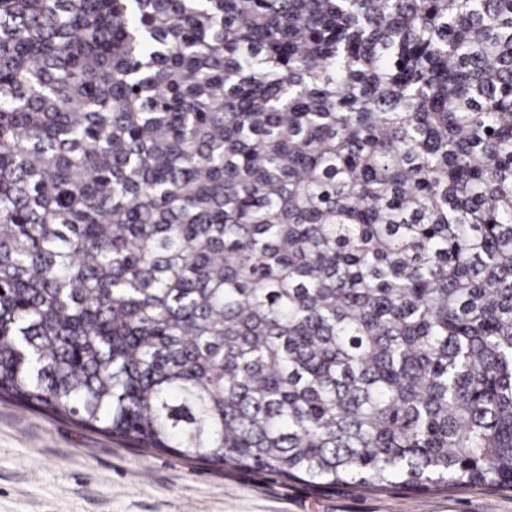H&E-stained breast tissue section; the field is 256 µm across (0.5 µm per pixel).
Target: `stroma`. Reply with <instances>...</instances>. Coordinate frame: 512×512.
<instances>
[{
	"mask_svg": "<svg viewBox=\"0 0 512 512\" xmlns=\"http://www.w3.org/2000/svg\"><path fill=\"white\" fill-rule=\"evenodd\" d=\"M0 512H512V489L320 486L145 454L0 401Z\"/></svg>",
	"mask_w": 512,
	"mask_h": 512,
	"instance_id": "obj_1",
	"label": "stroma"
}]
</instances>
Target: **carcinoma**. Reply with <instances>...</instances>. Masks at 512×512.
<instances>
[{"instance_id": "1", "label": "carcinoma", "mask_w": 512, "mask_h": 512, "mask_svg": "<svg viewBox=\"0 0 512 512\" xmlns=\"http://www.w3.org/2000/svg\"><path fill=\"white\" fill-rule=\"evenodd\" d=\"M0 401L512 488V0H0Z\"/></svg>"}]
</instances>
